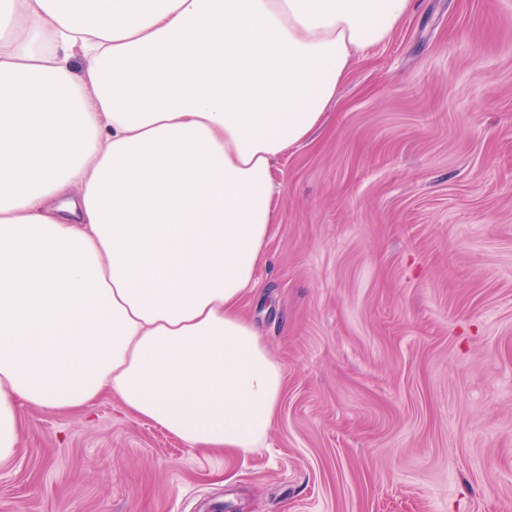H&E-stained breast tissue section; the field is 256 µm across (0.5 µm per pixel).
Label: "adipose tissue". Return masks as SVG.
<instances>
[{
  "label": "adipose tissue",
  "instance_id": "obj_1",
  "mask_svg": "<svg viewBox=\"0 0 512 512\" xmlns=\"http://www.w3.org/2000/svg\"><path fill=\"white\" fill-rule=\"evenodd\" d=\"M413 0H0V462L23 405L100 396L264 447L284 389L243 300L353 59Z\"/></svg>",
  "mask_w": 512,
  "mask_h": 512
}]
</instances>
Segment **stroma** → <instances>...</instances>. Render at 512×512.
<instances>
[{
  "label": "stroma",
  "mask_w": 512,
  "mask_h": 512,
  "mask_svg": "<svg viewBox=\"0 0 512 512\" xmlns=\"http://www.w3.org/2000/svg\"><path fill=\"white\" fill-rule=\"evenodd\" d=\"M273 173L265 447L29 408L0 512H512V0H415Z\"/></svg>",
  "instance_id": "obj_1"
}]
</instances>
